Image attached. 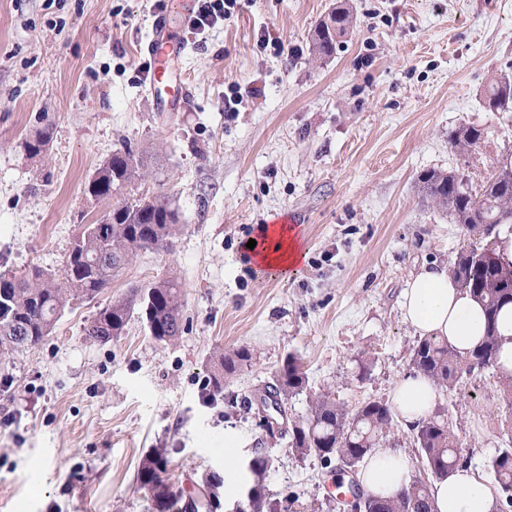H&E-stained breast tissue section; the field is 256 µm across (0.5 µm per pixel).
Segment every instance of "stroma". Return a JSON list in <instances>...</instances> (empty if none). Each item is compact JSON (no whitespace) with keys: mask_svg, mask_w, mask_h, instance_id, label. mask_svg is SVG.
I'll return each mask as SVG.
<instances>
[{"mask_svg":"<svg viewBox=\"0 0 512 512\" xmlns=\"http://www.w3.org/2000/svg\"><path fill=\"white\" fill-rule=\"evenodd\" d=\"M355 17L331 56L313 58L315 27L340 5ZM158 0H0V270L63 272L84 225L112 200L87 193L98 167L131 145L144 177L131 194L163 193L179 214L172 252L144 250L90 302L66 309L49 338L0 365V512H156L140 463L167 460L181 498L224 472V432L241 453L268 449L262 491L288 512H319L338 461L300 457L241 398L271 383L287 355L316 394L348 410L391 402L419 336L401 293L425 264L450 263L461 225L423 203L418 179L454 171L480 185L512 153V112H489L493 79L512 73V0H237L201 34L179 17L188 54L169 65L187 93L175 108L147 91L143 45ZM278 38L283 51L263 44ZM485 129L459 156L450 131ZM49 128L44 155L24 142ZM291 218L302 235L294 272L259 271L244 246L261 225ZM178 280L185 330L154 341L132 318L102 343L83 328L134 287ZM247 347L248 368L204 396L216 353ZM439 404L462 463L488 486L512 437V403L496 371L466 378Z\"/></svg>","mask_w":512,"mask_h":512,"instance_id":"1","label":"stroma"}]
</instances>
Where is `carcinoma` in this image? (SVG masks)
<instances>
[{
	"mask_svg": "<svg viewBox=\"0 0 512 512\" xmlns=\"http://www.w3.org/2000/svg\"><path fill=\"white\" fill-rule=\"evenodd\" d=\"M353 22V14L345 8L331 11L313 32V55H331L337 39L345 36ZM485 105L490 112H512V77L506 75L491 83ZM49 139V131H38L25 141L24 149L36 157L46 151ZM484 141V129L475 125L463 126L449 135L451 148L460 155H470ZM142 167V155L127 145L98 168L89 181L88 192L97 200L109 198L138 180ZM419 181L425 198L445 210L453 223L462 225L468 233L469 242L457 252L449 272L458 287L482 305L485 330L479 344L467 353L445 338H420L410 359L411 373L447 391L468 376L493 369L511 392L512 375L502 372L500 366L498 319L502 309L512 304V266L498 261L495 245L501 226L512 224V154L498 159L476 190L453 171H431L421 175ZM177 227L178 212L168 196L127 198L100 221L85 225L69 249L62 274L37 266L20 275L0 272V359L7 360L40 345L52 334L65 309L98 296L138 252L171 250ZM183 307L184 295L176 280L150 283L100 309L84 332L94 340L110 341L120 336L137 314L154 340L167 343L183 331ZM251 360L245 347L220 354L214 362L215 387H223L224 375H234ZM307 383L301 361L286 356L266 390L278 414L286 415L283 402L302 392ZM413 431L421 463L431 476L445 478L460 465L455 433L442 415L436 413L418 422ZM283 432L297 455L314 454L327 461L335 458L354 470L381 441L394 435V414L387 403L380 401L350 411L330 393H320L313 399L309 415L287 421ZM271 465L272 457L266 449L255 450L250 465L255 476L253 497L241 512H281L280 502L267 499L261 492ZM491 470L505 499L512 498V441L498 450ZM165 473V458L153 453L142 460L137 474L139 489L153 500L157 512H170L177 499ZM204 486L207 496L184 504L186 512L211 508L223 480L208 476ZM358 496L365 512H434L424 483L413 481L389 497L361 492Z\"/></svg>",
	"mask_w": 512,
	"mask_h": 512,
	"instance_id": "carcinoma-1",
	"label": "carcinoma"
}]
</instances>
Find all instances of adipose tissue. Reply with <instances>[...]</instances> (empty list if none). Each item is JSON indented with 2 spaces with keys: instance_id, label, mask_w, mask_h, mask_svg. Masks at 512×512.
Returning a JSON list of instances; mask_svg holds the SVG:
<instances>
[{
  "instance_id": "obj_1",
  "label": "adipose tissue",
  "mask_w": 512,
  "mask_h": 512,
  "mask_svg": "<svg viewBox=\"0 0 512 512\" xmlns=\"http://www.w3.org/2000/svg\"><path fill=\"white\" fill-rule=\"evenodd\" d=\"M261 248L250 254L263 269L288 271L301 258L297 232L288 224L263 225L259 230ZM404 321L421 336L447 338L459 351L473 348L484 334L481 306L456 286L442 265L421 268L402 292ZM438 399L431 381L418 375L400 379L392 393L394 408L404 424L414 425L427 418ZM233 434L224 436V506L233 512L245 502L254 477L247 461L238 457ZM367 492L391 496L410 482L411 467L406 455L396 449L379 448L359 475ZM435 512H496L498 499L469 466H461L430 489Z\"/></svg>"
}]
</instances>
